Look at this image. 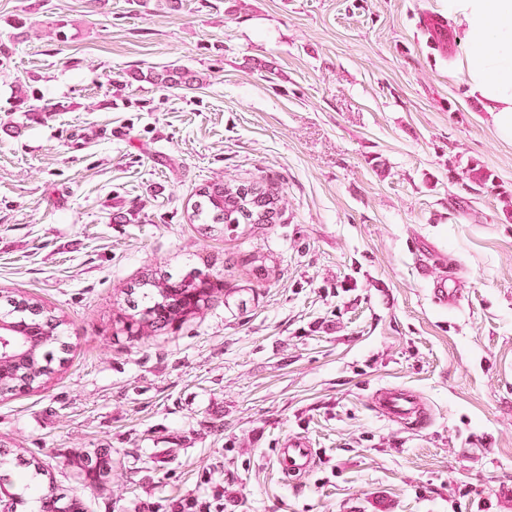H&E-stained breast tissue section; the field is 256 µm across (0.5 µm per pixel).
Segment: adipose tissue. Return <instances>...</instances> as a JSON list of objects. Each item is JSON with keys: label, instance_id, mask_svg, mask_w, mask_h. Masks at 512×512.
Instances as JSON below:
<instances>
[{"label": "adipose tissue", "instance_id": "obj_1", "mask_svg": "<svg viewBox=\"0 0 512 512\" xmlns=\"http://www.w3.org/2000/svg\"><path fill=\"white\" fill-rule=\"evenodd\" d=\"M440 11L465 36L454 68L467 96L512 142V0H443Z\"/></svg>", "mask_w": 512, "mask_h": 512}]
</instances>
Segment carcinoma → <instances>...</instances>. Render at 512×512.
<instances>
[{
	"instance_id": "obj_1",
	"label": "carcinoma",
	"mask_w": 512,
	"mask_h": 512,
	"mask_svg": "<svg viewBox=\"0 0 512 512\" xmlns=\"http://www.w3.org/2000/svg\"><path fill=\"white\" fill-rule=\"evenodd\" d=\"M155 83L166 87L191 88L196 74L177 69L150 73ZM246 186L224 182L202 185L196 192L193 218L200 231L209 236H231L242 224H264L262 216L272 213L271 223L281 217L280 199L272 185L264 181ZM224 280H210L193 271L153 273L133 290L125 327L139 336L177 330L200 316L223 291ZM69 335L68 323L35 298L6 296L0 302V394H17L44 387L61 365ZM11 443L0 440V481L14 479L17 489L32 490L37 512H65L77 508L75 500L56 485L51 474L36 459L28 460L10 450ZM85 479L106 487L112 476V450L101 448L79 459Z\"/></svg>"
}]
</instances>
